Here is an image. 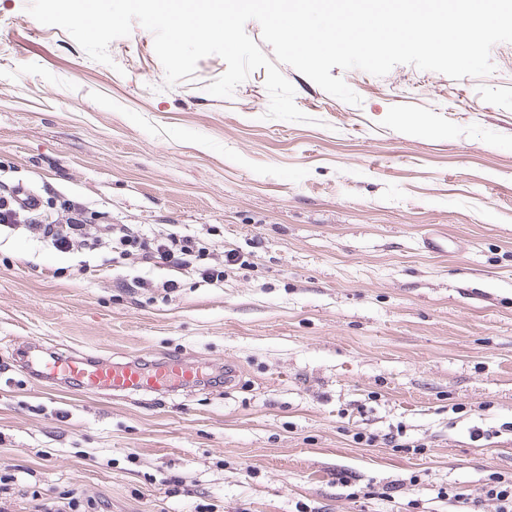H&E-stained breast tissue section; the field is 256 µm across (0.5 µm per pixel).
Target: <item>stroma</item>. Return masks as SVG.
I'll return each instance as SVG.
<instances>
[{"mask_svg": "<svg viewBox=\"0 0 512 512\" xmlns=\"http://www.w3.org/2000/svg\"><path fill=\"white\" fill-rule=\"evenodd\" d=\"M29 2L0 0V193L245 263L168 292L0 231V512H451L443 490L512 477V43L482 78L332 68L358 106L281 65L306 124L266 119L265 70L215 97L212 55L169 87L142 26L106 65ZM173 353L205 381L94 393L23 363Z\"/></svg>", "mask_w": 512, "mask_h": 512, "instance_id": "obj_1", "label": "stroma"}]
</instances>
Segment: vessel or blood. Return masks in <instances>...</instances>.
I'll list each match as a JSON object with an SVG mask.
<instances>
[{"instance_id":"1","label":"vessel or blood","mask_w":512,"mask_h":512,"mask_svg":"<svg viewBox=\"0 0 512 512\" xmlns=\"http://www.w3.org/2000/svg\"><path fill=\"white\" fill-rule=\"evenodd\" d=\"M38 372L46 379H68L87 390H111L134 393L162 391L179 384L196 383L201 374L178 356H169L147 365L132 359L124 363L100 364L88 358L68 356L38 363Z\"/></svg>"}]
</instances>
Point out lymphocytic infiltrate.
<instances>
[{
	"instance_id": "1",
	"label": "lymphocytic infiltrate",
	"mask_w": 512,
	"mask_h": 512,
	"mask_svg": "<svg viewBox=\"0 0 512 512\" xmlns=\"http://www.w3.org/2000/svg\"><path fill=\"white\" fill-rule=\"evenodd\" d=\"M24 229L43 239L55 250L68 253L108 247L115 263L134 259L150 267L174 271L165 288H178L179 277H200L218 284L224 280L225 266L239 264L240 255L226 251L223 262L209 263L210 242L178 230L165 229L151 233L129 224H93L85 208L68 198L61 199L55 216L42 209L28 208L0 197V228ZM448 500L458 512H480L483 502L496 504V512H512V480H498L483 487L479 496L451 489Z\"/></svg>"
}]
</instances>
